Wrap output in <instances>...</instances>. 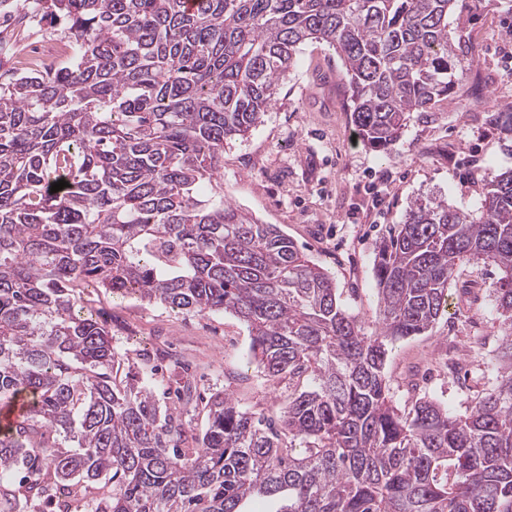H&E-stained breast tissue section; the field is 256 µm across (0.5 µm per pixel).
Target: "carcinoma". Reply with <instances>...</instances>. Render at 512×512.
I'll return each mask as SVG.
<instances>
[{
	"instance_id": "cac0c4a2",
	"label": "carcinoma",
	"mask_w": 512,
	"mask_h": 512,
	"mask_svg": "<svg viewBox=\"0 0 512 512\" xmlns=\"http://www.w3.org/2000/svg\"><path fill=\"white\" fill-rule=\"evenodd\" d=\"M456 0H0V22L66 23L70 65L0 74V512L112 493L90 512H512V171L483 174L479 220L418 201L375 247L378 329L276 224L224 199V142L263 121L302 46L339 54L362 143L395 142L455 83ZM59 180L68 186L51 192ZM491 261L509 320L495 382L457 414L403 411L388 345L446 312L464 262ZM87 288L244 321L272 383L306 375L272 423L210 396L195 446L150 388L119 377ZM33 476L14 489L11 476Z\"/></svg>"
}]
</instances>
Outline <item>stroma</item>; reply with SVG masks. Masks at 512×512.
Listing matches in <instances>:
<instances>
[{"label":"stroma","mask_w":512,"mask_h":512,"mask_svg":"<svg viewBox=\"0 0 512 512\" xmlns=\"http://www.w3.org/2000/svg\"><path fill=\"white\" fill-rule=\"evenodd\" d=\"M512 0H457L452 32L466 49L455 85L428 112L414 113L401 136L376 152L356 142L342 61L332 46H303L263 121L224 145V195L264 223L278 225L300 250L334 278L342 306L376 329L374 250L419 200H444L479 218L487 188L485 170L512 169ZM62 20L36 17L21 33L27 50L63 49ZM491 262L461 264L448 288L449 308L424 335L390 344L386 372L400 404L412 395L404 376L421 353L436 348L456 371L428 373L423 392L465 414L491 386L481 357L463 338L476 332L499 348L504 319L491 291L500 277ZM87 309L112 330L125 365L155 359V396L177 408L164 382L173 363L188 369L199 406L187 418L193 433L208 420L212 393H229L248 411L278 418L288 393L308 379L271 384L251 359L247 325L228 313L198 314L146 304L132 295L86 291Z\"/></svg>","instance_id":"obj_1"}]
</instances>
